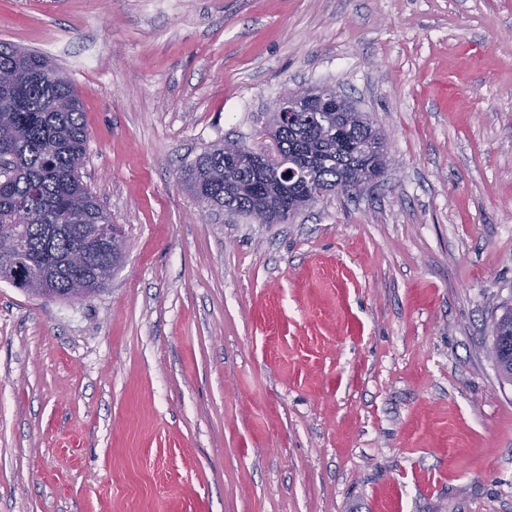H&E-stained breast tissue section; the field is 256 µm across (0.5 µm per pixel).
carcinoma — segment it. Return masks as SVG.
Segmentation results:
<instances>
[{"mask_svg": "<svg viewBox=\"0 0 512 512\" xmlns=\"http://www.w3.org/2000/svg\"><path fill=\"white\" fill-rule=\"evenodd\" d=\"M49 61L15 44L0 45V153L13 158L0 174V252L24 239L11 265L17 288L49 300H83L102 291L123 260V253L94 249L86 265L71 267L69 253L101 227L122 230L82 182L88 141L82 102L71 80ZM315 97L283 128V152L299 163L315 159L313 177L336 192L354 188L360 164L385 172V137L358 112L348 122L315 113ZM234 189L224 191V148L205 152L184 171V179L206 207H220L257 219L263 186L249 165L230 173ZM493 341L512 343V307L493 321Z\"/></svg>", "mask_w": 512, "mask_h": 512, "instance_id": "1", "label": "carcinoma"}]
</instances>
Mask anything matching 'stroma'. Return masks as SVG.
Returning <instances> with one entry per match:
<instances>
[{"mask_svg":"<svg viewBox=\"0 0 512 512\" xmlns=\"http://www.w3.org/2000/svg\"><path fill=\"white\" fill-rule=\"evenodd\" d=\"M65 71L106 289L0 281V512H512V0H0ZM332 87L384 176L282 224L183 172Z\"/></svg>","mask_w":512,"mask_h":512,"instance_id":"1","label":"stroma"}]
</instances>
